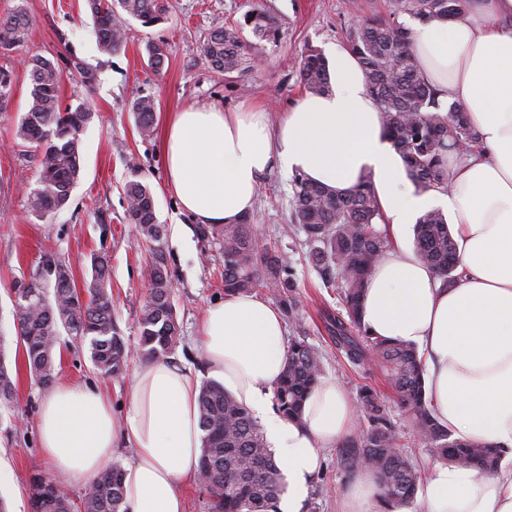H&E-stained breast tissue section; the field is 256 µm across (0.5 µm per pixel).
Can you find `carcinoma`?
<instances>
[{"instance_id":"cac0c4a2","label":"carcinoma","mask_w":512,"mask_h":512,"mask_svg":"<svg viewBox=\"0 0 512 512\" xmlns=\"http://www.w3.org/2000/svg\"><path fill=\"white\" fill-rule=\"evenodd\" d=\"M94 19L101 53L111 55L125 45L127 18L144 25L164 21L163 0H86ZM471 0H395L387 18H365L351 26L346 40L361 64L370 94L378 103L383 132L402 159L407 178L423 191L447 187L448 156L480 148L479 135L467 113L456 103L444 104L423 76L412 50L413 29L401 15L425 23L433 19L465 18ZM29 17L21 7L0 17V57L8 58L28 36ZM250 31L260 42H275L278 17L273 8L259 5L242 20L209 34L202 46L209 66L217 73H242L255 63L256 44L244 38ZM148 66L160 70L168 60L167 43L145 45ZM31 103L21 118L17 136L25 154L38 162L36 186L28 194L32 215L44 218L60 210L81 171L79 135L92 118L84 103L61 106V73L49 60L31 63ZM303 89L313 95L330 89L328 65L320 52L307 49L298 68ZM12 71L0 65V112L12 98ZM158 105L151 97L132 104L138 132H154ZM291 219L305 236L308 261L323 285L336 289L346 317L330 321L328 332L347 361L371 371L386 372L401 408L411 422L400 429L378 392L366 384L357 391L358 422L354 434L341 442L340 461L352 476L369 469L381 491L382 512L409 502L422 479L405 448L419 443L436 457L482 473L497 470L505 450L492 443L476 444L452 437L434 416L425 392V365L414 345L392 342L367 333L360 303L365 286L389 249V235L371 175L346 193L314 184L297 173L292 178ZM128 219L133 231L153 243L148 275V297L139 317L138 352L156 359L180 342L174 303V283L163 247L165 226L157 219L156 200L148 185L126 184ZM204 243H222L224 292L249 293L265 288L288 309L295 305L294 266L285 251H276L256 234L254 216L237 224H198ZM413 254L435 271L444 287L457 280L456 242L448 220L439 209L420 214L415 227ZM17 345L30 377L44 387L57 378L55 346L70 336L77 346H88L93 366L115 379L125 377L131 350L112 316L108 260L96 257L91 280L78 288L69 266L49 254L29 278L16 280ZM322 355L305 336L288 345L284 372L274 389L276 410L286 419L302 421L304 403L320 383ZM16 383L0 356V408H11ZM199 419L203 431L198 484L208 495L210 512H277L285 492V476L251 413L217 381L200 387ZM124 469L114 461L104 467L79 500L35 468L28 480L32 512H127Z\"/></svg>"}]
</instances>
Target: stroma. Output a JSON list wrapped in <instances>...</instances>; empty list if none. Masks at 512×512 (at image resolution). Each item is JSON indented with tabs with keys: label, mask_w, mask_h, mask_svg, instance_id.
<instances>
[{
	"label": "stroma",
	"mask_w": 512,
	"mask_h": 512,
	"mask_svg": "<svg viewBox=\"0 0 512 512\" xmlns=\"http://www.w3.org/2000/svg\"><path fill=\"white\" fill-rule=\"evenodd\" d=\"M271 4L279 18L277 42L258 45L256 67L232 77L214 72L201 47L210 32L238 20L251 6ZM23 6L31 18L26 42L12 55L13 94L7 111L0 112V340L9 361L17 368V399L0 410V501L7 512H31L26 483L32 467L45 474L53 469L42 456L35 425V410L45 388L36 384L22 366L15 342L14 280L30 275L45 253L51 252L71 268L77 285L91 279L94 257H107L112 267L114 319L129 344H136L137 318L148 294L146 270L151 245L136 239L127 219L126 182L138 180L151 188L157 217L167 227L163 246L175 285V306L181 341L173 357L201 371L203 352L197 345L200 324L208 305L224 297L223 256L219 245H203L195 223L183 213L165 186L161 153V125L166 114L194 103H213L233 110L260 105L270 123L301 94L298 63L307 48L327 51L345 44V34L358 19L389 16L394 0H167L168 17L146 27L137 19L127 22L125 47L113 55L99 52L93 18L84 0H0V15ZM164 41L169 57L160 71L147 65L145 44ZM39 56L60 69L63 103L86 101L93 117L80 135L83 170L65 206L40 219L27 207V193L36 180V165L23 155L16 135L30 105L31 83L25 62ZM79 59L98 72L93 89H86L69 65ZM156 100V131L141 137L131 104L140 97ZM291 173L272 169L264 175L253 210L262 238L290 253L297 283V306L287 318L289 336H305L324 357V380L339 381L356 394L370 385L381 394L390 389L381 372L365 374L351 367L329 336L330 319L344 315L335 291L324 288L309 263L304 235L290 222ZM59 377L94 383L112 398L113 408L130 403L131 378L101 375L87 348L61 340L56 348ZM340 463V451L325 453L321 470L312 478L302 512H340L352 483Z\"/></svg>",
	"instance_id": "stroma-1"
}]
</instances>
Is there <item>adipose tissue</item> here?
I'll return each mask as SVG.
<instances>
[{
  "label": "adipose tissue",
  "mask_w": 512,
  "mask_h": 512,
  "mask_svg": "<svg viewBox=\"0 0 512 512\" xmlns=\"http://www.w3.org/2000/svg\"><path fill=\"white\" fill-rule=\"evenodd\" d=\"M472 12L419 25L414 36L426 79L441 99L461 105L479 134L478 152L449 161L447 189L421 193L408 181L361 66L340 45L329 50L331 93L302 94L277 126L257 106L228 112L194 104L170 113L162 151L167 188L200 224L237 223L275 168L340 192L371 175L397 238L416 214L446 211L457 283L441 287L411 250L390 249L367 285L361 321L373 335L417 347L435 416L453 437L512 449V0H474ZM285 336L279 309L245 293L208 306L200 330L208 376L266 428L288 480L279 512H301L324 449L351 433L356 408L338 382L327 381L308 397L301 423L273 410ZM199 388L191 367L172 357L135 371L120 415L99 389L58 383L36 409L42 454L58 480L88 486L115 448H132L128 512H184L201 454ZM398 512H512V466L482 474L431 464Z\"/></svg>",
  "instance_id": "1"
}]
</instances>
